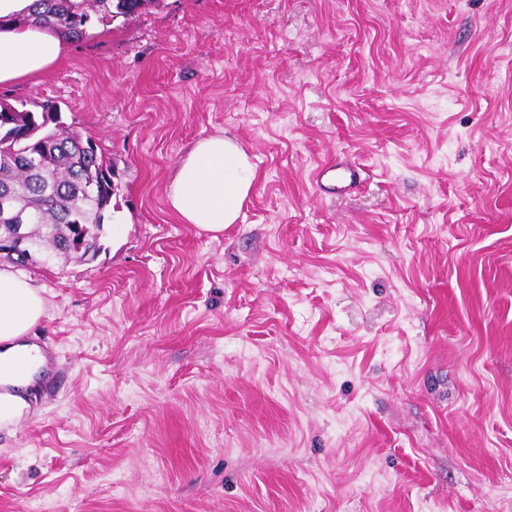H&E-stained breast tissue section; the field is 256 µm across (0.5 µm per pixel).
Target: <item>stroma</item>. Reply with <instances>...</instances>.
I'll return each instance as SVG.
<instances>
[{
  "label": "stroma",
  "mask_w": 512,
  "mask_h": 512,
  "mask_svg": "<svg viewBox=\"0 0 512 512\" xmlns=\"http://www.w3.org/2000/svg\"><path fill=\"white\" fill-rule=\"evenodd\" d=\"M0 100L116 187L94 260L24 267L0 512H512V0H153ZM221 134L259 180L215 239L167 190ZM358 172L345 167L339 168L336 165H320L312 173V180L320 185L325 180L335 183L336 191L343 192L357 181ZM46 303L33 280L9 265H0V385L15 389L0 404V423L19 419L28 407L27 391L44 365L40 349L27 341L44 316Z\"/></svg>",
  "instance_id": "obj_1"
}]
</instances>
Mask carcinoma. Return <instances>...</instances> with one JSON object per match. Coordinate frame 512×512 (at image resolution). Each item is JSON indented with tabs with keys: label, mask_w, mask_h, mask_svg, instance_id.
Here are the masks:
<instances>
[{
	"label": "carcinoma",
	"mask_w": 512,
	"mask_h": 512,
	"mask_svg": "<svg viewBox=\"0 0 512 512\" xmlns=\"http://www.w3.org/2000/svg\"><path fill=\"white\" fill-rule=\"evenodd\" d=\"M153 0H36L35 20L73 39L86 34L92 18L105 23L131 18ZM40 111L0 102L7 121L0 128V237L11 225L25 224L30 239L49 259L78 258L71 247L79 236L100 244L111 218L112 172L102 147L88 137L75 142L74 130L51 117L56 104L40 102Z\"/></svg>",
	"instance_id": "obj_1"
}]
</instances>
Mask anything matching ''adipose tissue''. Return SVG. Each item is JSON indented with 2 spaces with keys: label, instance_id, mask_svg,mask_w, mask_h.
Here are the masks:
<instances>
[{
  "label": "adipose tissue",
  "instance_id": "obj_1",
  "mask_svg": "<svg viewBox=\"0 0 512 512\" xmlns=\"http://www.w3.org/2000/svg\"><path fill=\"white\" fill-rule=\"evenodd\" d=\"M34 0H0V85L46 73L65 48L63 34L25 23ZM258 180L249 155L232 138L216 135L196 142L176 168L167 191L168 205L182 223L212 235L237 223ZM41 289L11 266L0 265V385L12 395L0 404V423L20 418L26 393L45 357L28 337L45 313Z\"/></svg>",
  "mask_w": 512,
  "mask_h": 512
}]
</instances>
